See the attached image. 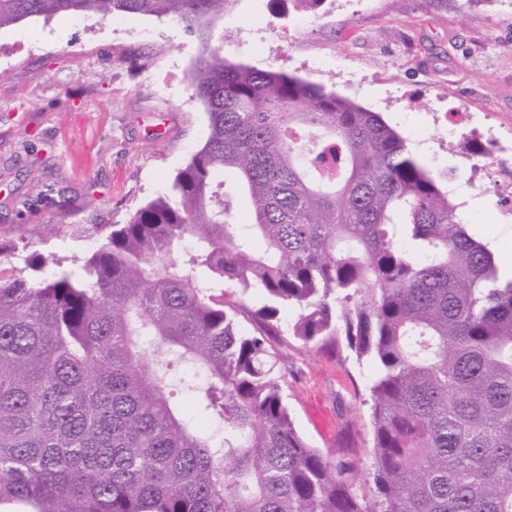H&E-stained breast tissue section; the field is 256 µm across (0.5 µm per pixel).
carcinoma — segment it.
<instances>
[{
	"label": "carcinoma",
	"mask_w": 512,
	"mask_h": 512,
	"mask_svg": "<svg viewBox=\"0 0 512 512\" xmlns=\"http://www.w3.org/2000/svg\"><path fill=\"white\" fill-rule=\"evenodd\" d=\"M227 2L0 0V29L59 13L180 20L209 120L168 192L81 270L37 253L20 267L0 241V508L512 512V277L378 113L224 58L211 41ZM225 173L249 224L230 220ZM249 294L252 310L229 301ZM282 305L300 310L288 335L341 331L376 365L360 482L295 426L267 341ZM172 360L206 373L188 386L195 420L172 399Z\"/></svg>",
	"instance_id": "cac0c4a2"
}]
</instances>
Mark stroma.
Wrapping results in <instances>:
<instances>
[{
    "label": "stroma",
    "mask_w": 512,
    "mask_h": 512,
    "mask_svg": "<svg viewBox=\"0 0 512 512\" xmlns=\"http://www.w3.org/2000/svg\"><path fill=\"white\" fill-rule=\"evenodd\" d=\"M217 28L225 57L309 80L379 113L421 162H447L419 144L405 112H469L457 161L487 129L512 140V0H325L314 13L280 0H231ZM199 43L171 18L33 17L0 29V240L79 269L110 233L166 190L209 135L189 73ZM477 192V238H502L512 263V223L498 221L499 196L486 177ZM68 222L43 227L59 209ZM298 431L334 459L371 469L369 360L344 335L310 344L272 337Z\"/></svg>",
    "instance_id": "obj_1"
}]
</instances>
